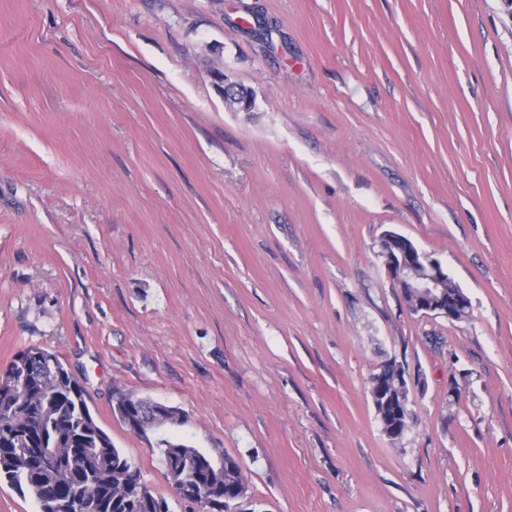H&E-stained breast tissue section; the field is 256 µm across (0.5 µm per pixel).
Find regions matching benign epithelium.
<instances>
[{
    "label": "benign epithelium",
    "mask_w": 512,
    "mask_h": 512,
    "mask_svg": "<svg viewBox=\"0 0 512 512\" xmlns=\"http://www.w3.org/2000/svg\"><path fill=\"white\" fill-rule=\"evenodd\" d=\"M212 83L224 98L225 106L235 112H250L254 108L253 95L231 81L221 68L210 72ZM381 256L390 277L400 291L408 290L415 296L412 312L455 319L456 311L470 307L465 296H448L441 285L448 279V272L436 260L415 245L403 240V235L387 231L380 240Z\"/></svg>",
    "instance_id": "benign-epithelium-1"
}]
</instances>
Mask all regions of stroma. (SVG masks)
<instances>
[{
	"instance_id": "stroma-1",
	"label": "stroma",
	"mask_w": 512,
	"mask_h": 512,
	"mask_svg": "<svg viewBox=\"0 0 512 512\" xmlns=\"http://www.w3.org/2000/svg\"><path fill=\"white\" fill-rule=\"evenodd\" d=\"M387 231L465 318L408 311ZM32 346L172 512L202 509L121 397L234 457L245 512H512V10L0 0V369ZM390 359L420 378L395 442ZM210 76L216 90L224 98L225 106L235 112H250L254 108L253 95L248 90H243L238 84L231 81L223 69L215 67ZM159 406L168 408V414L160 419L155 417V409ZM117 413L123 424L129 427V421H135L141 428L135 432L147 436V431L159 432L167 425H182L184 423L183 416L173 407L155 402L152 400L135 398L126 396L119 400L117 405Z\"/></svg>"
}]
</instances>
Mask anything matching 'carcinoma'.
<instances>
[{
	"mask_svg": "<svg viewBox=\"0 0 512 512\" xmlns=\"http://www.w3.org/2000/svg\"><path fill=\"white\" fill-rule=\"evenodd\" d=\"M14 403L0 409V481L31 497L39 512H67L80 494L81 512H171L155 495L141 471L98 425L78 381L61 360L40 347L19 352L0 371V394ZM161 403L126 396L117 413L124 425L134 421L139 434L181 425L173 407L160 419ZM159 458L175 497L190 501L209 481L224 486V497L207 502L208 512H224L247 491L243 472L228 454L213 455L165 435L156 441Z\"/></svg>",
	"mask_w": 512,
	"mask_h": 512,
	"instance_id": "carcinoma-1",
	"label": "carcinoma"
}]
</instances>
